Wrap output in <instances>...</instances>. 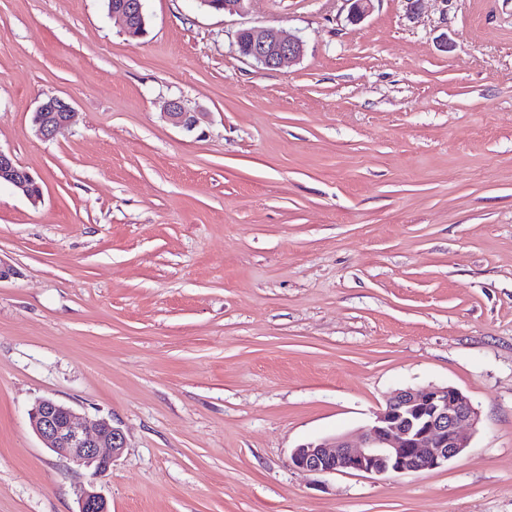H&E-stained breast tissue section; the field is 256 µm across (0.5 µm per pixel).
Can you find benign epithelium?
Instances as JSON below:
<instances>
[{
    "label": "benign epithelium",
    "mask_w": 512,
    "mask_h": 512,
    "mask_svg": "<svg viewBox=\"0 0 512 512\" xmlns=\"http://www.w3.org/2000/svg\"><path fill=\"white\" fill-rule=\"evenodd\" d=\"M205 6L228 13L241 12L249 0H200ZM110 16L117 19L131 37L141 36L146 27L141 0H123L112 5ZM238 51L264 69H278L300 59L303 41L286 37L273 27H253L238 34ZM74 117L72 106L63 98H44L33 113L36 135L53 139ZM166 118L188 132L199 124L198 113L172 100ZM6 183L32 202L40 201L42 189L36 178L20 166L10 152L0 149V183ZM30 425L48 448L78 464L105 472L126 448L120 428L101 419L94 430L83 425L71 408L46 398L30 413ZM479 421V412L469 397L453 386L400 389L376 412L372 423L351 436L310 441L292 453L293 465L315 475L360 473H416L436 469L459 456L468 447L465 430ZM79 512H109L105 497L82 488Z\"/></svg>",
    "instance_id": "7a95c632"
}]
</instances>
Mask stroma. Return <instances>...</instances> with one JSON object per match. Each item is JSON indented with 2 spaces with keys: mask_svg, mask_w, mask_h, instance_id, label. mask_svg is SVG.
Listing matches in <instances>:
<instances>
[{
  "mask_svg": "<svg viewBox=\"0 0 512 512\" xmlns=\"http://www.w3.org/2000/svg\"><path fill=\"white\" fill-rule=\"evenodd\" d=\"M0 0V512H512V0ZM299 37L278 70L240 31ZM75 109L53 140L31 116ZM200 113L188 133L168 101ZM451 385L480 421L420 473L312 475L304 442ZM53 398L127 446L58 455ZM142 0H127L113 4L109 14L117 19L124 32L131 37L141 36L146 27V19L143 13ZM74 113L72 106L65 99L58 96L44 98L32 117L36 135L42 140L53 139L71 124ZM2 182L12 186L34 203L41 199L42 189L34 175L20 166L12 153L0 150V184ZM29 420L33 432L48 448L78 464L94 466V474L105 472L126 448L123 432L110 420H99L89 431L75 411L50 398L36 405Z\"/></svg>",
  "mask_w": 512,
  "mask_h": 512,
  "instance_id": "35a3bbf8",
  "label": "stroma"
}]
</instances>
